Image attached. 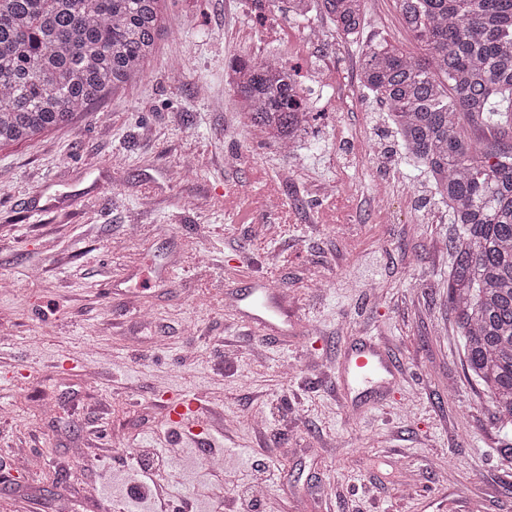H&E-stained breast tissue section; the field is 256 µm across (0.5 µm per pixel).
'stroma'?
<instances>
[{"label": "stroma", "instance_id": "obj_1", "mask_svg": "<svg viewBox=\"0 0 512 512\" xmlns=\"http://www.w3.org/2000/svg\"><path fill=\"white\" fill-rule=\"evenodd\" d=\"M256 13L167 0L143 77L0 147V512H154L145 475L195 512L232 493L242 512H512V431L448 304L459 227L360 84L362 46L416 39L394 0H366L355 45L317 9ZM271 54L314 115L291 159L255 141L229 68ZM261 284L287 335L228 305ZM371 339L391 387L346 389ZM194 396L206 412L175 427ZM133 448L168 464L142 473Z\"/></svg>", "mask_w": 512, "mask_h": 512}]
</instances>
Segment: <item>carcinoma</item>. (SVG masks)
<instances>
[{
	"instance_id": "cac0c4a2",
	"label": "carcinoma",
	"mask_w": 512,
	"mask_h": 512,
	"mask_svg": "<svg viewBox=\"0 0 512 512\" xmlns=\"http://www.w3.org/2000/svg\"><path fill=\"white\" fill-rule=\"evenodd\" d=\"M418 60L387 44L363 52L362 87L388 110L403 156L461 226L451 241L448 304L467 373L512 426V143L463 126L512 127V0H394ZM164 0H0V145L71 123L140 77L161 36ZM294 19L312 8L355 42L364 0H258ZM241 110L277 137L313 116L276 57L233 67Z\"/></svg>"
}]
</instances>
